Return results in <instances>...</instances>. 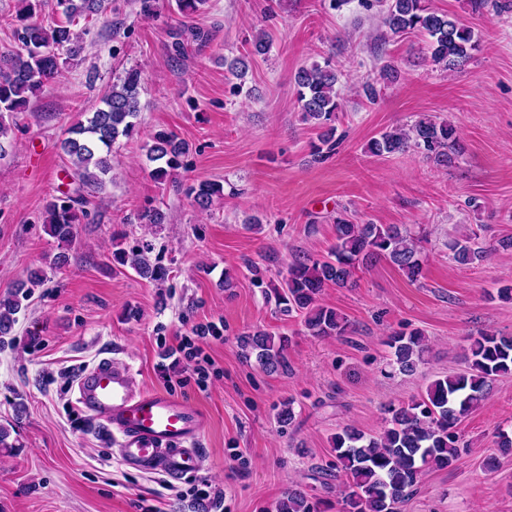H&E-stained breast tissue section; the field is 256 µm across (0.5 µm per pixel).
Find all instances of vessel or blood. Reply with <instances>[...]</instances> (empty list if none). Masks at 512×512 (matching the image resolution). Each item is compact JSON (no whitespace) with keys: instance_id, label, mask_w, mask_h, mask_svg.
<instances>
[{"instance_id":"1","label":"vessel or blood","mask_w":512,"mask_h":512,"mask_svg":"<svg viewBox=\"0 0 512 512\" xmlns=\"http://www.w3.org/2000/svg\"><path fill=\"white\" fill-rule=\"evenodd\" d=\"M73 395L78 408L113 435L121 464L174 480L197 471L195 444L205 427L197 408L137 387L130 372L107 356L79 371Z\"/></svg>"}]
</instances>
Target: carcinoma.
I'll return each instance as SVG.
<instances>
[{"label": "carcinoma", "instance_id": "1", "mask_svg": "<svg viewBox=\"0 0 512 512\" xmlns=\"http://www.w3.org/2000/svg\"><path fill=\"white\" fill-rule=\"evenodd\" d=\"M469 11L481 14L493 9L512 11V0H466ZM12 36L19 49L0 54V158L10 147L8 130L18 126L20 115L31 99L38 97L84 50L83 36L92 22L106 14L108 0H56V14L42 16L44 0H17ZM383 24L393 35L419 31L430 37V59L440 68L453 72L465 66L477 50L473 31L448 14L431 9L428 0H390ZM398 70L386 65L378 78L363 85L364 97L375 100L376 84L397 79ZM340 74L326 60L301 67L295 76L296 97L303 122L320 130L312 144L313 156L322 160L336 149V120L342 109ZM141 73L130 69L112 82L101 105L86 121L65 131L63 150L71 158V176L78 191L99 193L106 188L112 171V148L122 138H130L138 128ZM368 150L375 156L415 151L447 167L462 153L454 125L437 116H423L406 130H393L371 139ZM189 144L173 132L159 131L146 145V157L153 164L150 175L158 184L175 180L183 168ZM186 196L201 211H208L224 199V186L208 180L185 186ZM81 197L68 194L50 197L41 212L45 230L59 243L70 246L76 238V225L86 217L78 208ZM166 214L154 206H144L134 215V223L157 226ZM336 242L323 257L306 255L288 265L280 289L275 291L280 311L304 316L311 336H344L348 319L337 309L319 303L324 288H347L357 268L382 259L390 261L411 282L423 275L421 261L424 237L397 224H354L336 218ZM115 267L128 266L153 282L165 279L166 269L150 262L149 246L127 251L112 240ZM452 260L468 266L483 258V252L469 245L468 239L451 244ZM42 269L30 272L27 282L0 294V336L10 333L22 301L32 289L46 282ZM245 347L256 353L257 362L267 370L285 369L288 339L263 331L247 333ZM390 366L402 373H413L424 363L425 340L419 331L393 335L388 340ZM468 370L438 378L426 393L387 409L382 432L368 436L354 426L336 434L332 447L336 470L346 482L339 490L340 512H399V506L415 492L425 470L448 469L469 452V444L458 432L461 418L478 409L488 399L497 377L512 373V336L485 333L471 339L466 355ZM275 512H318L308 494L288 487L275 504Z\"/></svg>", "mask_w": 512, "mask_h": 512}]
</instances>
